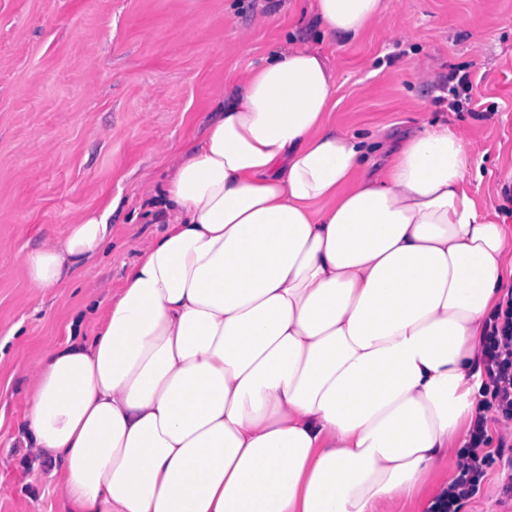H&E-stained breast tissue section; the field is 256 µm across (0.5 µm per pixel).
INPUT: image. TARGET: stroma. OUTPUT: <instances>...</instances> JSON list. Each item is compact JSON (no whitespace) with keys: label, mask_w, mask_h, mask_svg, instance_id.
Masks as SVG:
<instances>
[{"label":"stroma","mask_w":512,"mask_h":512,"mask_svg":"<svg viewBox=\"0 0 512 512\" xmlns=\"http://www.w3.org/2000/svg\"><path fill=\"white\" fill-rule=\"evenodd\" d=\"M310 16L311 0H0V512H63L48 468L20 446L27 371L161 231L145 188L201 139L217 93L285 40L311 39ZM318 48L336 72L338 128L395 137L449 123L477 146L470 194L512 227V0H393L357 41ZM427 61L431 85L417 78ZM453 70L473 80L458 111ZM108 206L111 250L33 293L24 255Z\"/></svg>","instance_id":"stroma-1"}]
</instances>
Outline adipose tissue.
<instances>
[{
	"label": "adipose tissue",
	"mask_w": 512,
	"mask_h": 512,
	"mask_svg": "<svg viewBox=\"0 0 512 512\" xmlns=\"http://www.w3.org/2000/svg\"><path fill=\"white\" fill-rule=\"evenodd\" d=\"M392 0H313L352 43ZM319 49L273 48L155 193L165 227L107 306L28 371L21 440L64 512H385L482 410L512 229L466 188L475 145L329 121ZM90 212L22 259L35 290L112 243Z\"/></svg>",
	"instance_id": "ef3b65f1"
}]
</instances>
